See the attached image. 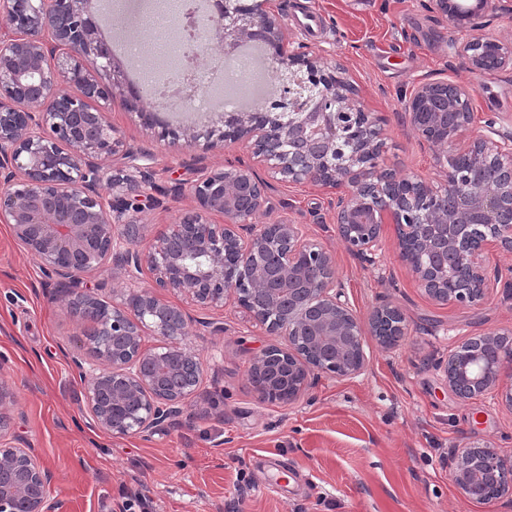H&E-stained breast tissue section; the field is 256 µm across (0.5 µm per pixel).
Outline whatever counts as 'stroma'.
<instances>
[{
  "label": "stroma",
  "instance_id": "1",
  "mask_svg": "<svg viewBox=\"0 0 512 512\" xmlns=\"http://www.w3.org/2000/svg\"><path fill=\"white\" fill-rule=\"evenodd\" d=\"M114 38L139 35L160 0H100ZM294 46L340 65L360 109L380 117L387 168L427 181L440 175L438 148L410 124L405 100L429 81L464 84L474 94V133L487 121L512 133V66L472 71L452 57L453 30L423 0H283ZM149 166L156 188L179 195L145 210L142 223H176L193 204L191 187L204 166L250 163L238 144L207 150L146 126L123 96L109 114ZM268 207L256 223L305 225L336 259L351 305L369 316L379 303L397 306L409 324L399 346L365 336L366 370L351 379L321 376L294 405L262 401L248 371L253 358L285 337L252 325L234 304L211 312L222 335L192 324L184 342L205 364L200 395L166 431L116 439L92 427L72 359L85 354L81 330L55 300L38 261L0 224V379L14 383V433L57 477L58 496L73 512H122L119 486L153 502L154 512H512V499L466 498L451 480L454 449L491 443L512 457V409L495 394L469 402L449 391L432 362L467 340L512 328V253L491 252L503 282L475 307L431 302L399 260L387 236L375 266H364L338 239L335 199L312 184L270 179ZM278 492H269L270 482Z\"/></svg>",
  "mask_w": 512,
  "mask_h": 512
}]
</instances>
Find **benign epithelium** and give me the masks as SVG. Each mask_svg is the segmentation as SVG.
<instances>
[{
	"mask_svg": "<svg viewBox=\"0 0 512 512\" xmlns=\"http://www.w3.org/2000/svg\"><path fill=\"white\" fill-rule=\"evenodd\" d=\"M275 0H209L186 14L188 58L229 55L245 40L267 45L294 105L289 112H232L224 127L184 128L186 142L204 148L241 142L272 177L311 183L336 195V234L360 262L373 265L387 224L395 225L402 261L419 288L442 306L475 307L499 283L487 255L512 251V135L486 123L488 133L443 154V181L399 177L380 167L381 119L353 104L355 88L321 57L290 48ZM454 31L469 37L448 48L473 71L512 65V43L481 34L490 26L491 0H430ZM90 0H0V223L40 262L44 276L66 287L64 309L82 328L92 356L75 365L84 409L114 438H150L196 395L203 362L183 345L190 318L151 288L134 287L107 301L86 277L108 267L132 280L149 271L156 287L202 309L231 301L255 324L287 336L276 357L288 386L255 381L272 350L256 356L250 380L260 397L289 405L321 373L352 378L366 367L365 330L385 347L408 336L399 308L376 307L364 321L336 277L335 259L299 224L256 225L267 184L249 167L205 168L192 186L194 207L166 231L140 222L151 172L133 163L121 131L108 118L124 72L101 38L103 19ZM172 81L191 90L172 102L185 112L196 87L182 70ZM68 86L76 92H65ZM473 90L454 82L416 86L405 101L411 124L427 143L456 146L474 119ZM131 160L111 168L105 164ZM108 181L116 194L101 192ZM220 215L223 223L213 221ZM159 339L148 347L145 331ZM448 389L465 402L512 378V330L462 344L438 363ZM17 394L0 381V512H63L53 476L30 448L17 443L12 420ZM451 478L472 500L512 495V458L490 444L457 450Z\"/></svg>",
	"mask_w": 512,
	"mask_h": 512,
	"instance_id": "7a95c632",
	"label": "benign epithelium"
}]
</instances>
